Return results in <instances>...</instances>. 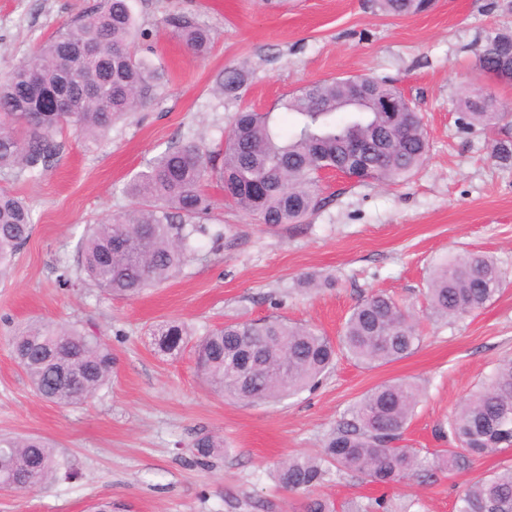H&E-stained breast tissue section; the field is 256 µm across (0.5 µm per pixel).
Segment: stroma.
I'll return each instance as SVG.
<instances>
[{
  "mask_svg": "<svg viewBox=\"0 0 512 512\" xmlns=\"http://www.w3.org/2000/svg\"><path fill=\"white\" fill-rule=\"evenodd\" d=\"M96 0H0V75ZM133 50L165 72L155 98L103 140L72 132L41 178L0 172V188L23 197L34 230L0 278V435L35 434L68 459L77 476L41 489L1 490L0 512H304L305 494L281 488L276 463L312 454L346 411L376 385L415 382L420 402L405 433L430 459L436 436L497 363L512 357V168L490 158L493 139L512 134V86L491 84L506 118L492 131H463L458 98L477 82L475 50L488 31L512 29V0H434L428 12L384 16L369 0H132ZM189 12L211 36L192 54L166 20ZM228 69L244 72L236 95L215 93ZM371 75L393 80L420 113L429 152L396 186L323 178L325 206L306 224L270 227L244 214L217 181L208 224L226 229L218 252L134 299L107 296L78 271L86 225L134 202L125 191L146 164L182 139L219 150L235 112L266 111L315 80ZM487 253L504 273L482 311L427 318L429 269L456 253ZM71 270L60 282L61 266ZM382 290L419 319L424 339L409 357L374 368L339 357L313 389L279 402L224 400L199 380L190 351L165 355L150 327L183 321L197 332L245 315L275 314L337 337L355 302ZM34 318L76 323L101 336L116 364L112 382L85 404L39 399L8 340ZM223 438L209 466L188 448L197 433ZM512 465V450L469 468L376 486L329 470L316 493L335 504L385 497L389 512H454L459 491Z\"/></svg>",
  "mask_w": 512,
  "mask_h": 512,
  "instance_id": "35a3bbf8",
  "label": "stroma"
}]
</instances>
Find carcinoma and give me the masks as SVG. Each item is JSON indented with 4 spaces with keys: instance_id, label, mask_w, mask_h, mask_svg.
I'll return each instance as SVG.
<instances>
[{
    "instance_id": "cac0c4a2",
    "label": "carcinoma",
    "mask_w": 512,
    "mask_h": 512,
    "mask_svg": "<svg viewBox=\"0 0 512 512\" xmlns=\"http://www.w3.org/2000/svg\"><path fill=\"white\" fill-rule=\"evenodd\" d=\"M373 2L390 16L425 8L424 0ZM168 25L194 54L207 53L209 33L193 16L175 14ZM135 26L131 0H97L40 44L32 58L0 77V170L35 180L55 163L63 132L98 140L151 100L162 74L130 52ZM475 56L482 76L512 83V31L488 32ZM66 75L72 78L73 107L60 111L53 101ZM243 82L241 72L227 70L217 88L231 95ZM368 90L373 98L398 100L402 112L392 116L368 106L349 112L346 82L318 80L281 101L280 108L295 116L289 134L278 129L273 113L244 109L224 137L220 165L195 140L157 156L127 187L135 207L90 225L80 238L81 271L103 292L126 298L183 271L196 259L199 238L209 236L215 243L224 238L201 223L212 208L203 186L214 176L237 208L271 227L303 224L325 205L320 172L329 166L344 169L359 161L368 169L366 180L388 185L411 177L428 153L422 121L393 81L370 77ZM460 107L465 131L487 129L501 117L496 97L481 86L469 88ZM354 142L362 147L358 159L349 151ZM492 158L502 167L512 165L511 136L495 142ZM33 228L26 203L0 189V273ZM502 285L503 272L489 255L442 257L425 284L428 314L436 320L475 314ZM150 336L163 354L192 345L202 381L215 394L246 404L276 402L315 387L340 352L373 366L410 356L422 341L414 315L384 293L358 301L336 341L278 315L235 318L199 336L187 323L169 321L151 329ZM10 346L35 395L59 406L77 407L111 382V349L75 325L30 321L15 330ZM419 398L410 381L377 385L347 410L318 454L280 462L279 484L310 495L330 465L383 486L412 475L431 482L439 471L465 469L512 447V359L502 360L448 421V437L457 447L440 450L430 461L404 439ZM222 447L207 433L196 435V463L209 465ZM60 466L55 448L39 436L0 437V488L38 490L56 478ZM383 505L382 498L356 500L343 512H379ZM456 512H512V467L467 484Z\"/></svg>"
}]
</instances>
